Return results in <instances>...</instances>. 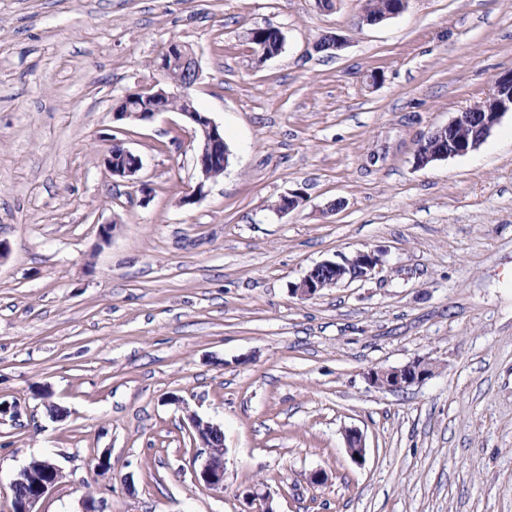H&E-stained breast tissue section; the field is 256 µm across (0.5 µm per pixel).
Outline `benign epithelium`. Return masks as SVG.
I'll return each instance as SVG.
<instances>
[{
    "label": "benign epithelium",
    "instance_id": "1",
    "mask_svg": "<svg viewBox=\"0 0 512 512\" xmlns=\"http://www.w3.org/2000/svg\"><path fill=\"white\" fill-rule=\"evenodd\" d=\"M409 0H388L383 13L375 16L370 8H365L361 21L365 25H375L394 18L404 12ZM174 66H181L187 72L184 82L175 85L177 92L168 90L167 75ZM162 80L138 90V94L154 102L148 110L133 112L130 109L112 110V120L126 123L130 119L141 122L152 120L156 115L169 111L164 100L173 96L181 98L185 107L178 113L192 126L197 139V165L200 178L193 193L182 199V204L194 203L205 193L211 179L210 168L219 162L228 166L229 150L224 145V128L217 124L205 112H199L193 106L190 90L199 80L200 70L193 50L180 42H172L160 54L154 64ZM512 112V71L506 72L494 80L493 92L478 106L457 113L447 125L431 132L415 153L414 165L424 168L427 165L449 157L463 156L476 150L490 135L504 114ZM479 122L481 135L469 140L455 136V132L464 130L472 122ZM105 170L113 177L131 180L142 167L141 157L128 148L122 150V160L113 159L112 151L102 155ZM382 266L380 255L372 250L358 251L350 257L340 260H325L314 265L303 278L290 288L292 294L303 298L316 295L324 288L348 280H367L379 272ZM435 366L424 359H414L400 367L373 369L368 374L369 384L379 390L404 391L418 385L434 374ZM189 425L198 439L201 458L195 478L207 490H224L225 448L224 442L212 439L215 434L224 435L220 426L203 419L195 412L187 415ZM346 449L354 461L360 463L365 458L366 447L362 435L356 430L346 432ZM64 478L62 469L50 457L31 459L10 484L11 512H39L36 506L46 494ZM249 499L250 512H276L271 496L252 488L245 492Z\"/></svg>",
    "mask_w": 512,
    "mask_h": 512
}]
</instances>
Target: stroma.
Wrapping results in <instances>:
<instances>
[{
  "label": "stroma",
  "mask_w": 512,
  "mask_h": 512,
  "mask_svg": "<svg viewBox=\"0 0 512 512\" xmlns=\"http://www.w3.org/2000/svg\"><path fill=\"white\" fill-rule=\"evenodd\" d=\"M334 3L0 0V403L19 412L0 512L43 455L64 478L40 512H248L255 486L276 512H512V112L413 164L512 70V0H410L374 26L365 0ZM255 27L282 32L277 56L258 61ZM326 33L346 47L315 51ZM175 41L230 149L190 205L183 117L112 120ZM115 143L142 159L133 181L104 170ZM359 250L373 278L291 294ZM416 358L437 365L423 384L370 386ZM191 412L224 432L223 491L194 480Z\"/></svg>",
  "instance_id": "35a3bbf8"
}]
</instances>
